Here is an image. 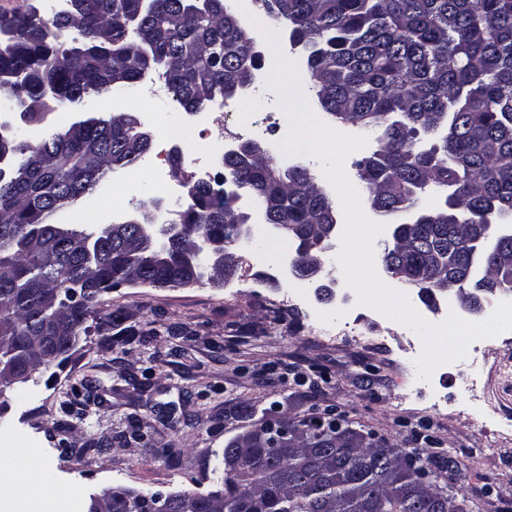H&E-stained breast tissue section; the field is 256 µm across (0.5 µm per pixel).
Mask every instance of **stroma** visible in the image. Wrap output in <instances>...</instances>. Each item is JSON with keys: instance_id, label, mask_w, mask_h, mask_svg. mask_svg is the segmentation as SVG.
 <instances>
[{"instance_id": "35a3bbf8", "label": "stroma", "mask_w": 512, "mask_h": 512, "mask_svg": "<svg viewBox=\"0 0 512 512\" xmlns=\"http://www.w3.org/2000/svg\"><path fill=\"white\" fill-rule=\"evenodd\" d=\"M150 180L141 167L108 178L106 217L132 215L138 201L113 205L112 187ZM280 240L258 229L221 287L122 284L105 293L111 329L91 327L68 359L0 401V435L27 439L0 457V471L84 503L117 486L208 492L222 486L230 439L286 414L329 410L373 439L451 461L438 482L464 496L466 512H512V344L483 341L480 384L465 358L419 379L420 336L357 305L335 252L325 268L337 299L310 290L281 309L294 277L252 258L255 246ZM336 312L355 334L332 344L311 320Z\"/></svg>"}]
</instances>
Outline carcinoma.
<instances>
[{"label": "carcinoma", "mask_w": 512, "mask_h": 512, "mask_svg": "<svg viewBox=\"0 0 512 512\" xmlns=\"http://www.w3.org/2000/svg\"><path fill=\"white\" fill-rule=\"evenodd\" d=\"M273 27L306 53L310 91L320 109L342 125L377 133L378 147L359 163L358 177L381 216L392 220L431 192L443 203L401 228L405 244L384 248L382 264L405 274L426 301L441 288L430 254L455 257L458 280L482 293L512 291V267L495 255L512 252L504 239L483 254L488 278H468L473 245L462 224L512 216V0H258ZM0 104L21 123L40 124L46 109L77 111L92 98L109 106L76 129L42 131L31 145L0 128V150L11 163L0 174V378L44 370L47 329L67 322L74 336L88 320L101 324V298L140 279L178 287L214 274L231 278L238 264L214 268L224 255L192 253L204 235L231 240L234 198L207 180L188 186L187 203L171 213L183 234L163 250L156 234L132 230L121 241L88 224L55 222L58 213L92 193L113 170L137 165L151 145L138 119L115 112L112 93H132L144 72L163 79L186 113L228 99L252 82L257 40L226 0H68L51 19L31 6L0 16ZM431 139L422 145L420 135ZM223 178L253 199L268 224H286L296 243L289 256L297 278L312 282L313 224H331L336 208L304 166L284 171L255 154L253 142L224 155ZM157 196L138 200L139 224H161ZM321 449L270 448L237 436L224 456L243 467L224 473V488L190 493L178 512H445L458 495L420 479L440 464L425 450L385 439L356 444L330 436L334 419L295 417ZM101 512H148L162 495L112 487Z\"/></svg>", "instance_id": "cac0c4a2"}]
</instances>
